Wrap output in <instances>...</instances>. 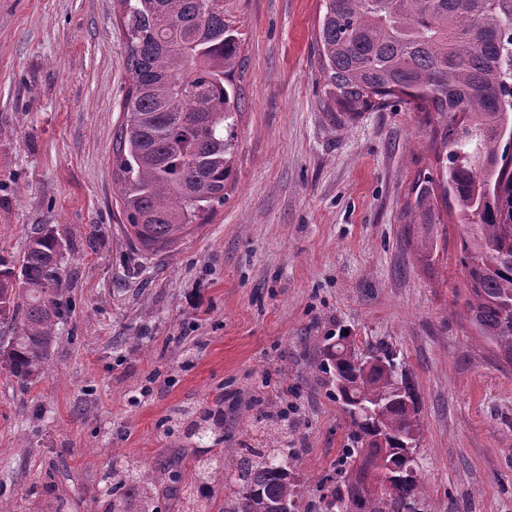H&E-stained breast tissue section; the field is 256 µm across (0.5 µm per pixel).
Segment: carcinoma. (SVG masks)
Listing matches in <instances>:
<instances>
[{
	"mask_svg": "<svg viewBox=\"0 0 512 512\" xmlns=\"http://www.w3.org/2000/svg\"><path fill=\"white\" fill-rule=\"evenodd\" d=\"M119 3L131 85L113 155L124 232L146 256L224 205L244 58L224 0ZM321 10L314 53L327 111L366 112L401 94L434 114L441 175L415 179L405 214L434 224L441 200L456 215L463 313L512 364V0H321ZM67 247L58 229L43 226L17 261H0V321L17 329L4 368L23 385L44 371L69 312ZM323 352L320 369L342 405L379 408L376 418L348 414V447L336 463L344 490L331 493L327 512L338 503L342 512H401L422 492L418 479L401 478L406 444L422 429L419 395L406 377L395 385L387 348L363 352L340 336ZM236 454L227 512H265L284 500L301 512L294 449H224L229 462ZM154 482L138 469L119 488Z\"/></svg>",
	"mask_w": 512,
	"mask_h": 512,
	"instance_id": "1",
	"label": "carcinoma"
}]
</instances>
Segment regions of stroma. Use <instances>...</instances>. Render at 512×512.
Listing matches in <instances>:
<instances>
[{"mask_svg": "<svg viewBox=\"0 0 512 512\" xmlns=\"http://www.w3.org/2000/svg\"><path fill=\"white\" fill-rule=\"evenodd\" d=\"M319 8L224 0L245 60L235 175L215 214L144 259L112 167L130 85L117 0H0V259L41 225L71 243L48 366L25 387L0 368V512H146L112 487L174 456L155 512H224L220 447H269L274 428L321 512L347 428L317 366L343 332L397 351L419 393L412 512H512V365L461 312L454 216L403 217L414 179L438 171L434 124L396 101L327 119ZM205 410L223 412V445L188 434Z\"/></svg>", "mask_w": 512, "mask_h": 512, "instance_id": "obj_1", "label": "stroma"}]
</instances>
